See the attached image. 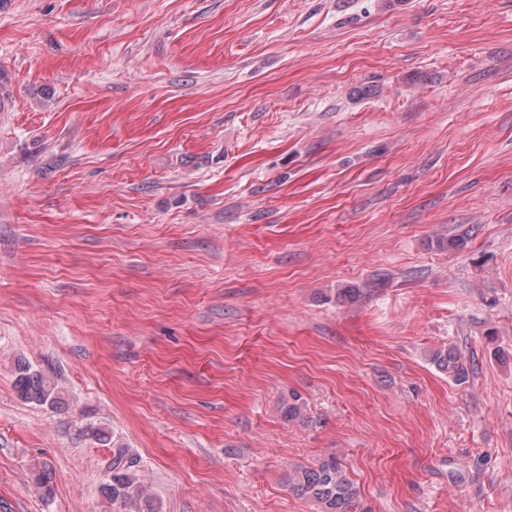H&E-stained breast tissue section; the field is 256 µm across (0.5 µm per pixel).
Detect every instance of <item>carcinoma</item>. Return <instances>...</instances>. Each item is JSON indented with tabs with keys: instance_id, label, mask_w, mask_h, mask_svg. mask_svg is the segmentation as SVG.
<instances>
[{
	"instance_id": "carcinoma-1",
	"label": "carcinoma",
	"mask_w": 512,
	"mask_h": 512,
	"mask_svg": "<svg viewBox=\"0 0 512 512\" xmlns=\"http://www.w3.org/2000/svg\"><path fill=\"white\" fill-rule=\"evenodd\" d=\"M430 361L459 384L469 377L465 360L454 347L433 351ZM14 386L20 398L30 403L52 409L67 403L64 389L56 377L34 369L24 361L16 364ZM108 469V480L101 486L100 493L117 507L116 512H162L161 502L148 492L141 479L137 460L130 449L120 445L115 447ZM288 486L299 497L313 502L318 512H350L358 498L357 489L334 455L294 470L288 475Z\"/></svg>"
}]
</instances>
